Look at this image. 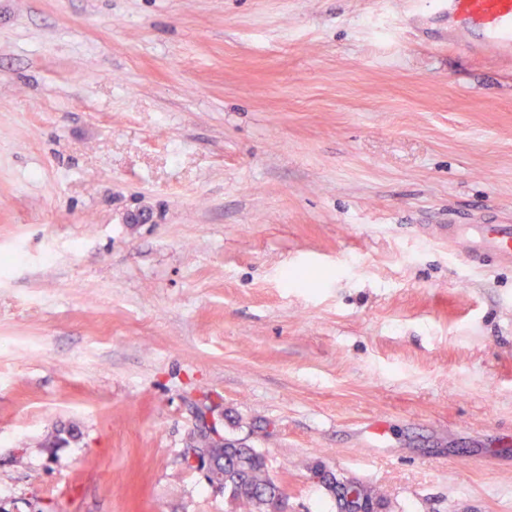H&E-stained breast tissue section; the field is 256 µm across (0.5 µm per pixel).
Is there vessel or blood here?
Instances as JSON below:
<instances>
[{
    "instance_id": "obj_1",
    "label": "vessel or blood",
    "mask_w": 512,
    "mask_h": 512,
    "mask_svg": "<svg viewBox=\"0 0 512 512\" xmlns=\"http://www.w3.org/2000/svg\"><path fill=\"white\" fill-rule=\"evenodd\" d=\"M435 16L448 22V44L473 52L512 56V0H433ZM437 234L459 257L474 262L493 255L499 264L512 265V224L476 220L468 224L449 220Z\"/></svg>"
}]
</instances>
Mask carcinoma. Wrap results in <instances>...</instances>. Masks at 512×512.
Listing matches in <instances>:
<instances>
[{
  "label": "carcinoma",
  "mask_w": 512,
  "mask_h": 512,
  "mask_svg": "<svg viewBox=\"0 0 512 512\" xmlns=\"http://www.w3.org/2000/svg\"><path fill=\"white\" fill-rule=\"evenodd\" d=\"M215 468L224 473V491L232 512L277 510L275 497L286 498L278 480L271 474L265 456L255 448L235 441L213 445L209 450ZM365 502L377 512L388 507L386 497L376 488L363 486Z\"/></svg>",
  "instance_id": "carcinoma-1"
}]
</instances>
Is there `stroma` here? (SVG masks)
I'll use <instances>...</instances> for the list:
<instances>
[{"instance_id":"35a3bbf8","label":"stroma","mask_w":512,"mask_h":512,"mask_svg":"<svg viewBox=\"0 0 512 512\" xmlns=\"http://www.w3.org/2000/svg\"><path fill=\"white\" fill-rule=\"evenodd\" d=\"M429 0H0V512H229L202 419L388 512H512V59ZM437 234L448 241V247L459 257L476 262L485 254L493 255L499 264L512 265V224L505 221L475 220L460 224L448 218V224H439ZM312 479L317 483L331 484L338 488L339 495L336 492L337 508L339 512H344L343 502L349 512H363L364 501L375 508L374 512H382L388 507L386 497L376 488L362 484L364 498L361 496V484L358 481L349 479H337L336 476L324 467L311 472ZM343 502L341 501L340 497Z\"/></svg>"}]
</instances>
